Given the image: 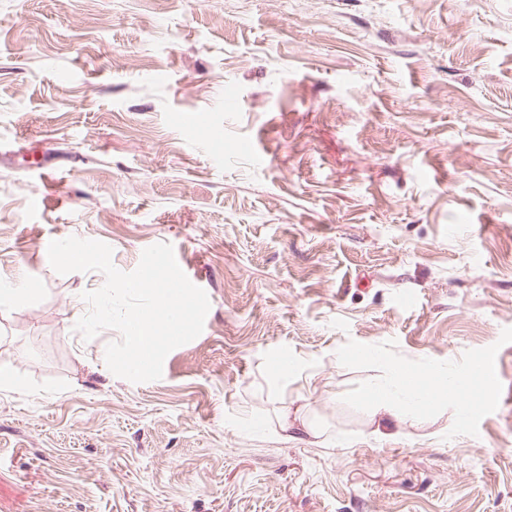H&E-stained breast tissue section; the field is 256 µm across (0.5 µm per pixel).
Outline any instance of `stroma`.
<instances>
[{"label": "stroma", "instance_id": "1", "mask_svg": "<svg viewBox=\"0 0 512 512\" xmlns=\"http://www.w3.org/2000/svg\"><path fill=\"white\" fill-rule=\"evenodd\" d=\"M70 236L124 272L169 243L206 292L161 379L76 331L105 277L53 270ZM18 279L0 512H512V0H0ZM489 355L415 418L366 406Z\"/></svg>", "mask_w": 512, "mask_h": 512}]
</instances>
